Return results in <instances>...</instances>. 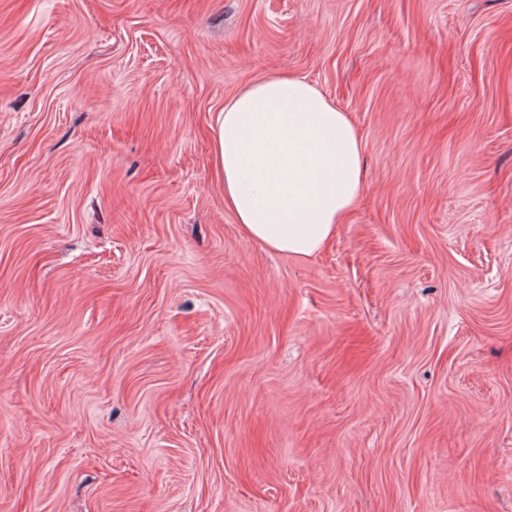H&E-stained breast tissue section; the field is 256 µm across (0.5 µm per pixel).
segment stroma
<instances>
[{"label":"stroma","mask_w":512,"mask_h":512,"mask_svg":"<svg viewBox=\"0 0 512 512\" xmlns=\"http://www.w3.org/2000/svg\"><path fill=\"white\" fill-rule=\"evenodd\" d=\"M281 70L363 147L307 261L213 174ZM0 512H512V0H0Z\"/></svg>","instance_id":"1"}]
</instances>
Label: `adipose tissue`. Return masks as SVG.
<instances>
[{"instance_id":"obj_1","label":"adipose tissue","mask_w":512,"mask_h":512,"mask_svg":"<svg viewBox=\"0 0 512 512\" xmlns=\"http://www.w3.org/2000/svg\"><path fill=\"white\" fill-rule=\"evenodd\" d=\"M213 132L224 205L262 246L308 259L356 206L361 139L348 113L303 78L251 84L216 113Z\"/></svg>"}]
</instances>
